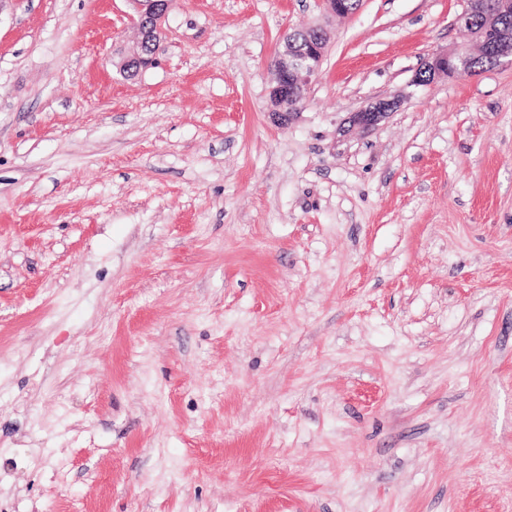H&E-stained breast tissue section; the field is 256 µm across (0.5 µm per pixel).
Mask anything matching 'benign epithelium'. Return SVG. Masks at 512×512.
Masks as SVG:
<instances>
[{"instance_id": "1", "label": "benign epithelium", "mask_w": 512, "mask_h": 512, "mask_svg": "<svg viewBox=\"0 0 512 512\" xmlns=\"http://www.w3.org/2000/svg\"><path fill=\"white\" fill-rule=\"evenodd\" d=\"M132 13L129 20L136 31L132 44L123 47L119 72L128 76V64L140 59V49L147 40L164 36L163 19L171 0H128ZM496 16L489 18V26L497 31V39L480 48L491 54L499 65H512V31L495 24ZM327 38L320 27H311L305 40L298 48L283 49L273 63L274 78L269 88V98L275 104L271 112L274 119L285 123L298 115L299 103L306 97L307 90L319 79L320 69L311 62V57L322 52L321 39ZM471 52L464 48H451L433 53L421 65L413 84L428 85L446 77H461L469 73ZM398 105V99H377L366 107L353 113L349 118L350 126L370 129L378 125Z\"/></svg>"}]
</instances>
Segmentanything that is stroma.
Listing matches in <instances>:
<instances>
[{"instance_id":"obj_1","label":"stroma","mask_w":512,"mask_h":512,"mask_svg":"<svg viewBox=\"0 0 512 512\" xmlns=\"http://www.w3.org/2000/svg\"><path fill=\"white\" fill-rule=\"evenodd\" d=\"M464 6L173 0L127 80V0H0V512H512V67L412 83ZM306 30H295L291 35V40L295 44L303 41V33ZM318 36V37H317ZM321 38H324L326 45L327 35L320 27H311L308 34L299 48L288 50V36L286 38L284 49L279 53V57L273 63L274 78L269 88V98L276 107L271 115L278 122L285 123L291 121L299 114V103L306 97L307 90L319 79L320 69L311 62V57L316 53L322 52ZM290 73L292 76V87L284 84L283 74ZM398 99H377L369 103L366 107L354 112L349 118L350 127H361L370 129L378 125L398 105Z\"/></svg>"}]
</instances>
